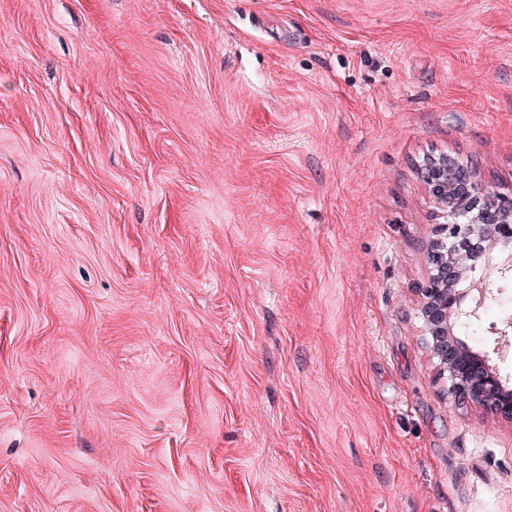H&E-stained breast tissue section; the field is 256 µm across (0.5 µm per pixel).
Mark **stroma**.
I'll return each mask as SVG.
<instances>
[{
    "label": "stroma",
    "mask_w": 512,
    "mask_h": 512,
    "mask_svg": "<svg viewBox=\"0 0 512 512\" xmlns=\"http://www.w3.org/2000/svg\"><path fill=\"white\" fill-rule=\"evenodd\" d=\"M444 153L512 190V0H0V512H512ZM419 175L444 219L429 243L430 273L419 289L418 318L436 378L455 399L512 423L511 374L491 356L512 348V314L490 326L491 353L474 350L456 330L463 321L479 322L494 276L512 275V197L483 186L448 154L426 158ZM470 238L483 242L479 253L461 250L460 242Z\"/></svg>",
    "instance_id": "35a3bbf8"
}]
</instances>
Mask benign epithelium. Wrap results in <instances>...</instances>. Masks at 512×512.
<instances>
[{
	"label": "benign epithelium",
	"instance_id": "obj_1",
	"mask_svg": "<svg viewBox=\"0 0 512 512\" xmlns=\"http://www.w3.org/2000/svg\"><path fill=\"white\" fill-rule=\"evenodd\" d=\"M419 175L442 215L428 247L430 273L419 289L418 318L436 378L462 402L512 423V377L493 356L512 348V314L490 326L491 351H477L457 332L479 321L493 278L512 275V197L479 183L458 158L424 160Z\"/></svg>",
	"mask_w": 512,
	"mask_h": 512
}]
</instances>
